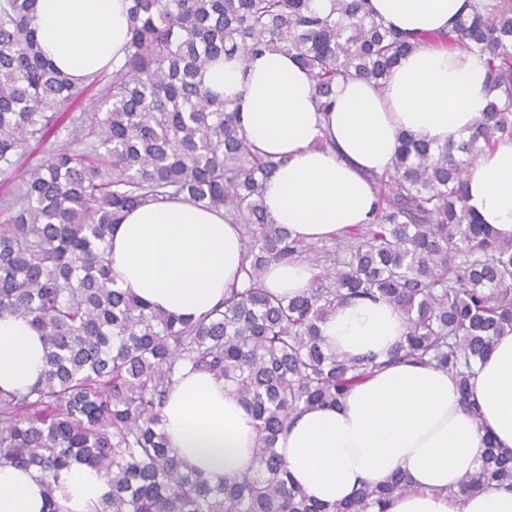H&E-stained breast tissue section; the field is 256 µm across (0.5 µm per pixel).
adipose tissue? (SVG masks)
<instances>
[{
	"mask_svg": "<svg viewBox=\"0 0 512 512\" xmlns=\"http://www.w3.org/2000/svg\"><path fill=\"white\" fill-rule=\"evenodd\" d=\"M493 0H369L386 26L415 35L448 32L459 15ZM132 0H38L35 27L54 66L75 83L120 62ZM482 59L423 45L394 67L384 90L356 79L338 83L334 103L317 108L314 83L295 56L235 54L210 64L203 83L240 114L249 142L279 158L264 185V214L292 237L315 242L369 223L377 201L369 174L383 173L398 136L434 144L467 135L493 97ZM469 207L512 239V140L485 149L470 171ZM245 250L223 211L179 198L131 210L110 240L118 287L152 308L182 317L210 312L242 287ZM304 261L270 265L265 287L294 297L310 286ZM405 334L399 312L382 300L341 305L323 324L331 351L375 356L381 366L336 405L305 410L277 444L297 484L327 504L349 500L394 473L411 481L388 512H512V490L495 484L458 493L480 465L484 437L512 450V333L499 337L469 379L479 406L472 417L448 372L389 355ZM45 346L25 319L0 318V389L23 392L43 373ZM170 447L210 482L251 471L256 431L221 383L184 374L163 409ZM107 486L96 471L63 472L55 496L63 512H92ZM46 492L33 470L0 467V512H43Z\"/></svg>",
	"mask_w": 512,
	"mask_h": 512,
	"instance_id": "obj_1",
	"label": "adipose tissue"
}]
</instances>
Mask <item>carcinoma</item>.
<instances>
[{"instance_id":"cac0c4a2","label":"carcinoma","mask_w":512,"mask_h":512,"mask_svg":"<svg viewBox=\"0 0 512 512\" xmlns=\"http://www.w3.org/2000/svg\"><path fill=\"white\" fill-rule=\"evenodd\" d=\"M36 0H0V175L26 145L68 130L69 142L16 176L0 200V317L28 320L45 339V368L24 393L0 390V466L34 469L47 492L75 467L109 491L96 512H387L410 489L394 474L332 506L290 476L277 443L308 408L331 406L381 366L327 351L321 326L343 303L383 299L406 333L390 356L456 377L463 406L474 366L512 332V240L478 223L467 204L478 154L512 140V0L459 17L446 34L415 36L376 19L368 0H133L124 62L99 72V108L73 115L77 87L35 35ZM425 43L484 58L495 98L458 141L434 146L402 132L389 169L370 176L372 221L331 245L291 237L263 212L279 162L254 150L238 112L202 81L236 52L294 54L318 106L336 82L381 90L399 60ZM184 197L224 210L241 227L247 287L197 318L150 309L111 274L109 239L126 213ZM323 266L297 297L269 293V265ZM224 381L257 433L255 470L217 485L168 444L163 409L180 370ZM512 489V452L486 438L462 493Z\"/></svg>"}]
</instances>
